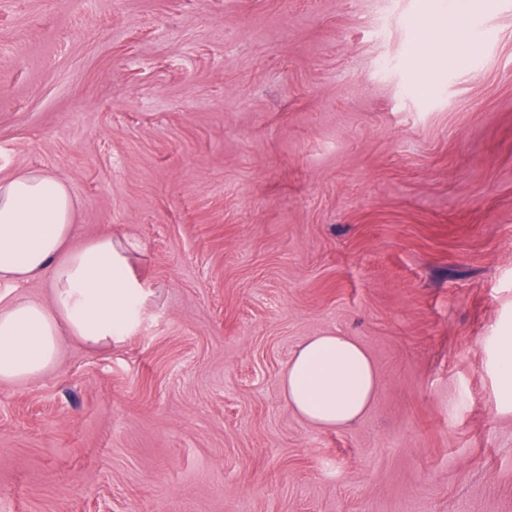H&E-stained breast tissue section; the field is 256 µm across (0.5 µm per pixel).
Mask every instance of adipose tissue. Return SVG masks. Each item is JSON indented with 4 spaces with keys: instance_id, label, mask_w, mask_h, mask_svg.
<instances>
[{
    "instance_id": "obj_1",
    "label": "adipose tissue",
    "mask_w": 512,
    "mask_h": 512,
    "mask_svg": "<svg viewBox=\"0 0 512 512\" xmlns=\"http://www.w3.org/2000/svg\"><path fill=\"white\" fill-rule=\"evenodd\" d=\"M74 199L63 179L27 171L0 180V281L46 278L48 300L0 304V381L45 375L72 336L104 346L129 335L148 294L129 269L126 240L104 232L80 246ZM378 384L373 362L352 337H309L282 376L288 405L307 423L341 428L360 418Z\"/></svg>"
}]
</instances>
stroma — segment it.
<instances>
[{
	"label": "stroma",
	"mask_w": 512,
	"mask_h": 512,
	"mask_svg": "<svg viewBox=\"0 0 512 512\" xmlns=\"http://www.w3.org/2000/svg\"><path fill=\"white\" fill-rule=\"evenodd\" d=\"M24 171L149 298L0 382V512H512V0H0ZM328 333L378 375L339 429L280 386ZM499 390L501 401L512 405V337L506 338L500 349Z\"/></svg>",
	"instance_id": "35a3bbf8"
}]
</instances>
